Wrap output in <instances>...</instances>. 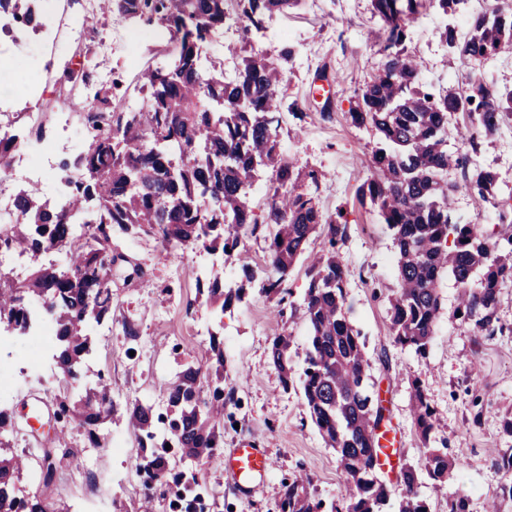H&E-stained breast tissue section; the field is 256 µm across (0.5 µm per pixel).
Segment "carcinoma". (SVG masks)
<instances>
[{"mask_svg": "<svg viewBox=\"0 0 512 512\" xmlns=\"http://www.w3.org/2000/svg\"><path fill=\"white\" fill-rule=\"evenodd\" d=\"M299 0H98L97 8L120 20L157 21L174 30L171 66L140 72L149 94L147 109L93 88L88 78L72 86L70 98L89 131L73 161L56 176L59 202L43 200L37 185L19 189L9 220L0 223V247L31 260L47 252L55 263L38 266L18 280L0 271V328L23 334L35 315L50 320L56 340L59 373L81 382L82 368L93 352L91 322H100L112 307V271L124 279L140 278V266L112 253V234L156 239L164 248L184 251L203 246L244 264L249 237L263 236L270 275L262 290L279 293L288 273L305 252L313 234L324 237L323 253L314 261L302 304L309 348L300 386L312 422L326 445L336 451L345 497L330 503L309 492L311 478L299 476L283 485L279 512H428L418 487L427 477L445 482L453 462L438 448L426 449L416 463L402 465L397 485L382 480L374 466L375 431L385 415L368 389L370 360L360 330L348 320L344 288L347 269L338 245L346 237L343 210L324 212L309 187L323 174L303 170L277 153L285 106L281 86L291 48L280 60L255 53L243 57L235 78L224 79V60L203 67L200 44L224 28L234 11L246 28L260 30L269 16ZM374 14L389 35L384 60L356 93L349 112L353 126L374 128L371 171L357 197L370 201L393 232L398 255V285L390 304L395 343L419 355L427 353L441 309L439 283L448 275L459 289L458 313L478 332L492 336L498 325L495 309L502 288L512 283V231L489 235L477 222L457 223L452 199L466 192L497 201L499 175L491 168L468 166L467 156L448 151L457 134L471 151L512 119V87L479 77L460 92L441 93L419 82V58L405 46L407 31L423 0H372ZM34 28L41 24L37 0H0V17ZM439 38L467 61L488 60L512 45V4L475 13L464 39L444 27ZM465 114L468 124L452 126L449 117ZM18 136H0V179L10 168ZM272 171L262 218L253 213L246 187L254 171ZM461 179L448 181V171ZM244 287L224 289V281L208 282L207 301L222 308L240 298ZM292 333L272 339L271 360L284 386L293 382L288 351ZM217 367L187 365L167 391L168 413L155 417L152 406L135 403L126 414L141 442L176 448L181 459L200 460L224 447V351L213 343ZM211 380L208 392L201 384ZM416 426L429 442L436 412L421 385L412 383ZM64 417L90 426V443L103 442L96 427L112 419V390L104 381L79 399L59 403ZM12 414L0 409V512H50L37 496L23 494L19 482L28 460L11 446ZM57 450L43 452L34 478L47 485L55 471ZM145 494L143 512H151V491L170 474L161 455L138 465ZM184 512H196L201 496L194 471L174 474Z\"/></svg>", "mask_w": 512, "mask_h": 512, "instance_id": "carcinoma-1", "label": "carcinoma"}]
</instances>
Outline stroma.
Wrapping results in <instances>:
<instances>
[{"instance_id": "35a3bbf8", "label": "stroma", "mask_w": 512, "mask_h": 512, "mask_svg": "<svg viewBox=\"0 0 512 512\" xmlns=\"http://www.w3.org/2000/svg\"><path fill=\"white\" fill-rule=\"evenodd\" d=\"M91 4L43 0V30L19 26L0 33V67L14 76L0 83V123L21 137L41 125L42 142H57L61 159L75 156L85 137L78 120L70 121L64 135L55 119L56 113L70 109L69 77L80 71L83 60L91 62L93 87L115 89L140 106L146 104L147 94L139 72L162 59L150 38L125 41L132 21L92 14ZM484 7V0H470L467 10L453 16L442 15L430 4L421 9L406 46L418 56L426 83L441 90L461 89L471 77L489 76L512 86V48L497 58L471 63L439 39L440 24L465 34L470 14ZM267 22L283 36L268 41L252 34L256 53L274 60L284 47L295 49L281 88L295 110L282 117L279 150L299 165L325 171L314 196L327 213L343 209L347 220L346 238L339 246L348 270L345 308L366 342L372 391L396 440L397 453L386 478L395 480L400 464L420 460L424 446L446 449L457 460L452 477L444 483L427 479L419 487L429 512H448L449 498L459 493L468 500V512H487L489 501L500 497L507 481L492 459L512 448V435L502 428L505 411L512 410V284L501 290L496 315L502 329L494 335L476 332L457 318L458 289L446 276L439 285L440 316L427 355L418 356L394 342L389 299L397 285V252L388 226L356 195L369 173L375 135L349 120L356 91L383 59L385 26L374 16L371 0H301L298 7L274 13ZM19 77L31 81L22 97L15 84ZM47 104L54 115L39 119V110ZM469 163L494 168L512 187V120L484 140ZM321 247V237L312 236L305 255L288 274L289 293L281 300L261 291L266 278L263 240H249L250 269L245 272L235 263L216 261L203 248L173 259L152 238L113 235V252L132 257L143 275L129 283L113 278L112 312L95 334L96 354L84 370L85 383L106 378L121 414L138 401L152 405L154 414L166 413L169 385L187 363L208 358L210 338L218 336L224 341L227 394L224 446L252 442L266 451L267 481L252 496L230 481L221 455L194 463L206 512H278L283 483L301 473L312 477L313 493L324 500L339 501L345 494L336 452L311 421L300 385L283 386L270 357L272 338L287 328L293 332V368H303L309 339L298 307L310 281V257ZM206 267L223 278L225 286L246 288L242 300L232 303L220 319L198 292L197 278ZM127 321L135 325L137 336L125 335L122 325ZM29 350L28 337L15 336L13 363L20 383L5 405L18 427L12 445L30 461H39V445L29 437L24 418L35 403L46 413L42 429L69 452L43 496L60 512H140L143 486L137 466L148 451L141 448L137 431L122 418L104 424L103 433L119 438L123 448L116 453L104 447L92 477L81 476V450L89 444L84 428L50 416L60 401L77 395L76 385L58 372L53 347L44 349L37 368L28 362ZM415 380L440 418L427 443L411 411L410 386Z\"/></svg>"}]
</instances>
